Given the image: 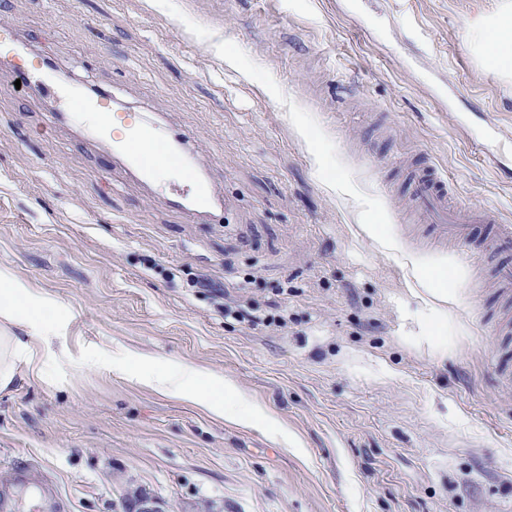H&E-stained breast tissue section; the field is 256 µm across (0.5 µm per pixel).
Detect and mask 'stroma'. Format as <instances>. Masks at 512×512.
Instances as JSON below:
<instances>
[{
  "instance_id": "35a3bbf8",
  "label": "stroma",
  "mask_w": 512,
  "mask_h": 512,
  "mask_svg": "<svg viewBox=\"0 0 512 512\" xmlns=\"http://www.w3.org/2000/svg\"><path fill=\"white\" fill-rule=\"evenodd\" d=\"M510 3L0 0L62 83L188 134L227 202L222 223L188 222L0 68V265L70 318L65 357L0 391V483L28 463L22 512L41 484L61 512H131L135 493L161 512H512L494 374L512 293L408 207L403 171L433 166L454 204L512 224V80L480 55ZM199 277L279 302L287 327L224 316ZM113 361L224 384L201 404Z\"/></svg>"
}]
</instances>
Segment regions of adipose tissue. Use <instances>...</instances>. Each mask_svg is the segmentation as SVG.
Returning a JSON list of instances; mask_svg holds the SVG:
<instances>
[{"label": "adipose tissue", "mask_w": 512, "mask_h": 512, "mask_svg": "<svg viewBox=\"0 0 512 512\" xmlns=\"http://www.w3.org/2000/svg\"><path fill=\"white\" fill-rule=\"evenodd\" d=\"M487 58L512 67V7L492 21L483 44ZM54 301L35 291L7 267H0V391L11 386L19 363L37 361L38 349L52 350L65 336L68 322L54 315ZM201 377L197 368L182 365L161 372L138 374L139 382L165 394L196 396Z\"/></svg>", "instance_id": "obj_1"}]
</instances>
